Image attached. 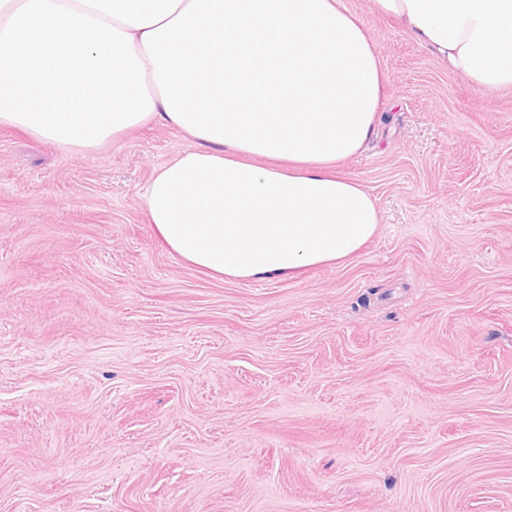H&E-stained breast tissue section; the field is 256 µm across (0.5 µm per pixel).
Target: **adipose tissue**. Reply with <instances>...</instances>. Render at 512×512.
<instances>
[{
    "mask_svg": "<svg viewBox=\"0 0 512 512\" xmlns=\"http://www.w3.org/2000/svg\"><path fill=\"white\" fill-rule=\"evenodd\" d=\"M478 89L512 87V0H372ZM386 75L342 0H0V126L77 155L156 123L194 149L141 189L162 246L219 278L339 264L379 213L336 172Z\"/></svg>",
    "mask_w": 512,
    "mask_h": 512,
    "instance_id": "ef3b65f1",
    "label": "adipose tissue"
}]
</instances>
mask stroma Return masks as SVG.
<instances>
[{
    "label": "stroma",
    "mask_w": 512,
    "mask_h": 512,
    "mask_svg": "<svg viewBox=\"0 0 512 512\" xmlns=\"http://www.w3.org/2000/svg\"><path fill=\"white\" fill-rule=\"evenodd\" d=\"M343 2L387 82L341 264L167 252L140 189L175 129L82 157L0 127V512H512V89Z\"/></svg>",
    "instance_id": "1"
}]
</instances>
